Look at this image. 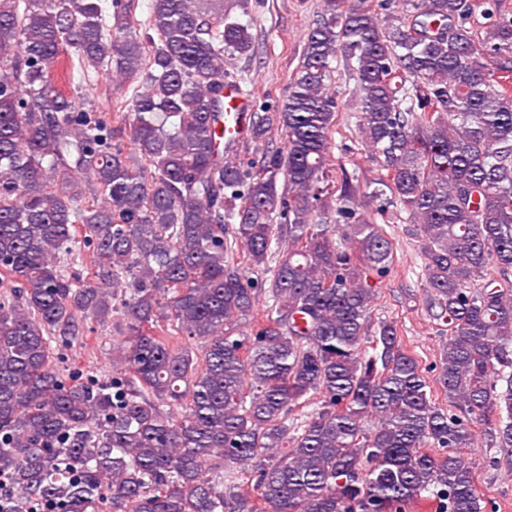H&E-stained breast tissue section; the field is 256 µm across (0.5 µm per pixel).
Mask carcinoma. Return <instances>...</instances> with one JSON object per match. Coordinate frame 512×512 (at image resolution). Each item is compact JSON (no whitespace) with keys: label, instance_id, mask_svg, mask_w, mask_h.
<instances>
[{"label":"carcinoma","instance_id":"cac0c4a2","mask_svg":"<svg viewBox=\"0 0 512 512\" xmlns=\"http://www.w3.org/2000/svg\"><path fill=\"white\" fill-rule=\"evenodd\" d=\"M397 4L322 0L284 99L239 114L244 163L224 0H0L7 512H485L461 451L512 448V11ZM340 60L364 186L331 156ZM103 70L141 85L108 119ZM381 222L415 227L450 410L373 319ZM112 319V381L58 368ZM128 86L124 87L121 90H114L112 87V83H110L105 75H102L99 78V86L97 90L92 92L90 95V104L97 109L102 115H107L109 112V97L112 96V102L116 98H120L127 91Z\"/></svg>","mask_w":512,"mask_h":512}]
</instances>
